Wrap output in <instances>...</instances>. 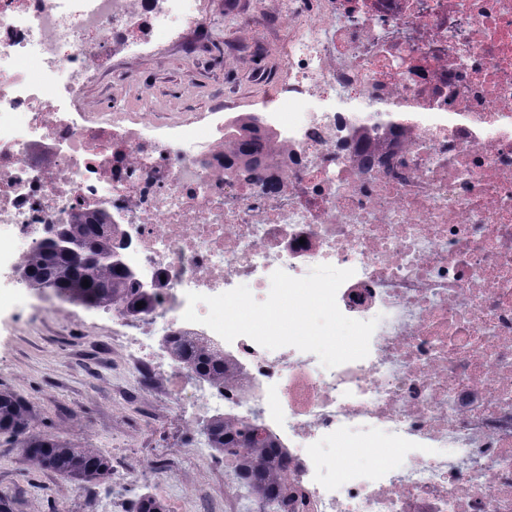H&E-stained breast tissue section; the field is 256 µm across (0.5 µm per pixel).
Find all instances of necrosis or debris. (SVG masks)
Wrapping results in <instances>:
<instances>
[{
  "label": "necrosis or debris",
  "instance_id": "1",
  "mask_svg": "<svg viewBox=\"0 0 512 512\" xmlns=\"http://www.w3.org/2000/svg\"><path fill=\"white\" fill-rule=\"evenodd\" d=\"M202 0H0V264L106 206L154 309L113 335L134 383L249 421L282 465L275 512H512V0H285L288 77L249 174L224 120L115 118L85 92L195 32ZM329 264L378 324L332 369L226 342L187 293ZM223 354L216 385L178 349Z\"/></svg>",
  "mask_w": 512,
  "mask_h": 512
}]
</instances>
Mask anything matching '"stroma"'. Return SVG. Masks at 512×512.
Returning a JSON list of instances; mask_svg holds the SVG:
<instances>
[{
	"label": "stroma",
	"instance_id": "1",
	"mask_svg": "<svg viewBox=\"0 0 512 512\" xmlns=\"http://www.w3.org/2000/svg\"><path fill=\"white\" fill-rule=\"evenodd\" d=\"M279 0H210L198 32L187 42L153 56L124 59L100 83L89 87L85 102L97 112L161 114L206 113L260 108L275 54L284 38L277 26ZM251 25L265 43L247 51L241 42ZM11 284L0 277V385L22 396L35 432L75 446L98 448L112 462L110 476L94 488L74 484L50 471L32 468L17 441L0 437V493L16 512H130L133 502L150 495L176 508L183 490L194 495L192 512H213L224 501V464L204 461L196 446L205 417L184 425L185 408L153 391L126 397L132 381L119 353L79 364L76 353L111 336L106 320L82 322L10 311ZM136 481L124 478L127 470Z\"/></svg>",
	"mask_w": 512,
	"mask_h": 512
}]
</instances>
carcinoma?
I'll use <instances>...</instances> for the list:
<instances>
[{"instance_id": "1", "label": "carcinoma", "mask_w": 512, "mask_h": 512, "mask_svg": "<svg viewBox=\"0 0 512 512\" xmlns=\"http://www.w3.org/2000/svg\"><path fill=\"white\" fill-rule=\"evenodd\" d=\"M224 150L236 161L249 165L277 152L275 141L252 125L247 133L232 126L224 132ZM20 269L28 287L43 295L60 290L71 301L110 309L124 316L139 317L152 311V297L137 287L131 271L114 249L112 235L93 215L70 218L34 249ZM89 286H83V282ZM142 307H137V303ZM194 369L215 382L224 381V358L201 351L182 353ZM19 440L28 462L40 470L54 472L78 484L98 483L111 473L106 456L95 448L72 445L32 432L31 412L16 393L0 389V436ZM211 447L238 458V477L244 484L273 500L277 484L275 460L269 438L258 428L243 423L226 424L212 419L202 430ZM131 512H170L158 498L144 496Z\"/></svg>"}]
</instances>
